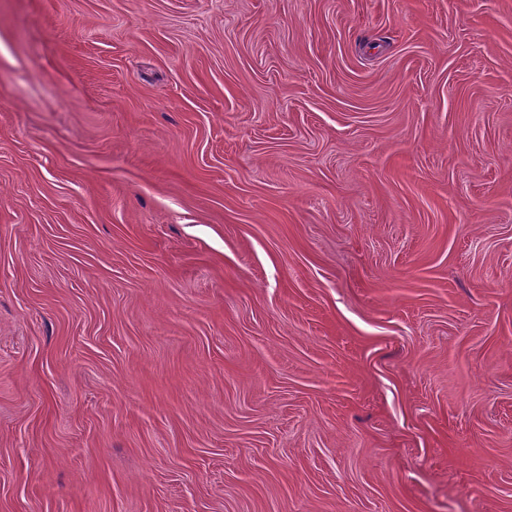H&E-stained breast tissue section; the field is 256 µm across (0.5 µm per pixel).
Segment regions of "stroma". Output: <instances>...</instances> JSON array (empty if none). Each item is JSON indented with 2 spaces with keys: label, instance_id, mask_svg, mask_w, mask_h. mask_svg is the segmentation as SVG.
<instances>
[{
  "label": "stroma",
  "instance_id": "obj_1",
  "mask_svg": "<svg viewBox=\"0 0 512 512\" xmlns=\"http://www.w3.org/2000/svg\"><path fill=\"white\" fill-rule=\"evenodd\" d=\"M0 512H512V0H0Z\"/></svg>",
  "mask_w": 512,
  "mask_h": 512
}]
</instances>
